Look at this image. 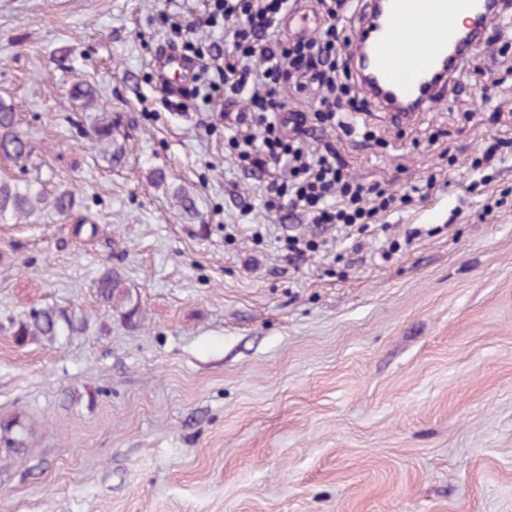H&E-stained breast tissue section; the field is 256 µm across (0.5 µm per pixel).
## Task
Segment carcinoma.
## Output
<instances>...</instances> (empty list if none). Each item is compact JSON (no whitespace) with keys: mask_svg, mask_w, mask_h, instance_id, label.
<instances>
[{"mask_svg":"<svg viewBox=\"0 0 512 512\" xmlns=\"http://www.w3.org/2000/svg\"><path fill=\"white\" fill-rule=\"evenodd\" d=\"M92 137L98 144L112 145V122L100 119L91 127ZM31 153L28 140L16 130L15 112L0 100V155L21 161ZM74 206V194L65 190L48 197L42 184L33 180H15L0 177V223L7 224L20 218H32L45 208H52L58 215H69ZM100 300L110 307L125 306L132 300L131 291L120 274L109 270L97 281ZM82 330V319L67 308L48 305L33 310L17 322L15 340L23 343L29 339L42 340L50 345ZM26 429L20 419L0 420V461L22 458L26 453Z\"/></svg>","mask_w":512,"mask_h":512,"instance_id":"obj_1","label":"carcinoma"}]
</instances>
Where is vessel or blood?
<instances>
[{
    "label": "vessel or blood",
    "instance_id": "1",
    "mask_svg": "<svg viewBox=\"0 0 512 512\" xmlns=\"http://www.w3.org/2000/svg\"><path fill=\"white\" fill-rule=\"evenodd\" d=\"M481 17L488 32L493 16L484 0H388V17L371 48V65L378 80L405 98L421 97L422 108L443 101V93L421 96L420 88L439 58L461 31V21ZM289 36L313 33L309 12L291 11L281 20ZM158 93L177 94L191 84L195 68L180 51L164 48L154 59Z\"/></svg>",
    "mask_w": 512,
    "mask_h": 512
}]
</instances>
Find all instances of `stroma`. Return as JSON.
Instances as JSON below:
<instances>
[{
    "mask_svg": "<svg viewBox=\"0 0 512 512\" xmlns=\"http://www.w3.org/2000/svg\"><path fill=\"white\" fill-rule=\"evenodd\" d=\"M181 0H0V98L34 150L0 176L71 190L0 224V419L27 428L0 512H512V155L475 192L470 162L512 140V74L478 46L477 83L399 134L327 132L363 182L441 187L346 233L266 211L217 111L154 90L160 10ZM95 91L76 100L77 83ZM471 116H464V109ZM107 117L119 159L87 136ZM422 234L389 260L385 238ZM320 241L289 266L280 239ZM120 273L142 314L99 300ZM57 305L62 343L13 324ZM81 330L82 319L75 313L67 308L48 305L31 311L18 321L13 335L20 344L32 338L55 345Z\"/></svg>",
    "mask_w": 512,
    "mask_h": 512,
    "instance_id": "35a3bbf8",
    "label": "stroma"
}]
</instances>
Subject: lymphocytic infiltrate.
<instances>
[{
  "mask_svg": "<svg viewBox=\"0 0 512 512\" xmlns=\"http://www.w3.org/2000/svg\"><path fill=\"white\" fill-rule=\"evenodd\" d=\"M297 2L206 0L197 21L187 24L161 14L170 31L166 46L196 67L192 84L162 102L184 112L201 100L222 112L237 165L268 177L266 210L301 215L319 226L364 229L412 196H430L437 180L396 196L357 180L335 145L324 141L328 128L353 135L362 116L376 109L343 54L350 38L338 25L343 17L361 20L364 6L362 0H316L325 18L321 31L296 40L284 35L280 21ZM203 27L223 31V43L200 40ZM304 94L313 97L311 110L298 105Z\"/></svg>",
  "mask_w": 512,
  "mask_h": 512,
  "instance_id": "1",
  "label": "lymphocytic infiltrate"
}]
</instances>
